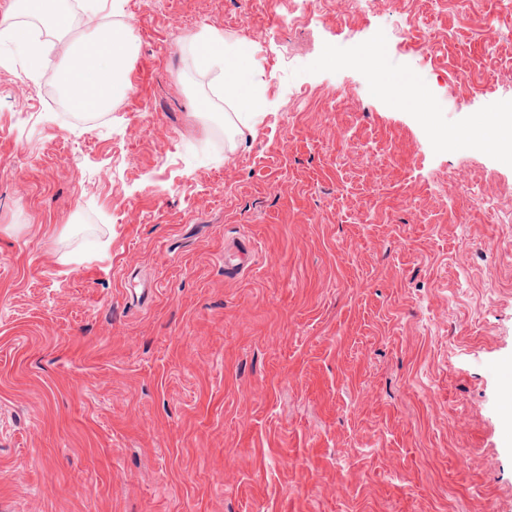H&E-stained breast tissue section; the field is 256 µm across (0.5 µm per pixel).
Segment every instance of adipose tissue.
<instances>
[{
	"label": "adipose tissue",
	"instance_id": "1",
	"mask_svg": "<svg viewBox=\"0 0 512 512\" xmlns=\"http://www.w3.org/2000/svg\"><path fill=\"white\" fill-rule=\"evenodd\" d=\"M37 22L64 39L67 62L57 71L56 81L78 111H103L127 95L132 48L125 28L113 27L107 35H88L70 42L66 39L70 30L66 0H14L10 12L0 16V35L23 47L36 70L43 56L41 43L32 36ZM195 46L197 66L214 73L216 89L225 102L240 113L258 111L262 101L246 81V52L212 29L198 36Z\"/></svg>",
	"mask_w": 512,
	"mask_h": 512
}]
</instances>
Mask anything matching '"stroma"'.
Here are the masks:
<instances>
[{
  "mask_svg": "<svg viewBox=\"0 0 512 512\" xmlns=\"http://www.w3.org/2000/svg\"><path fill=\"white\" fill-rule=\"evenodd\" d=\"M68 6L73 39L138 28L133 90L67 111L57 41L35 73L0 37V512H512V156L466 137L512 106V37L484 38L512 17ZM205 28L267 101L230 137ZM404 79L431 121L391 100ZM253 252L252 245L246 240L234 243L233 247L227 249L224 254V274L236 276L246 270L252 260Z\"/></svg>",
  "mask_w": 512,
  "mask_h": 512,
  "instance_id": "1",
  "label": "stroma"
}]
</instances>
